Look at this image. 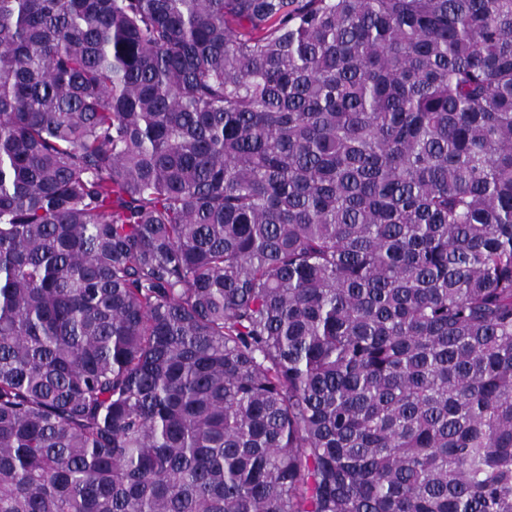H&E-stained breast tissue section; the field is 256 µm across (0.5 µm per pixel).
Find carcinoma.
<instances>
[{"instance_id":"1","label":"carcinoma","mask_w":512,"mask_h":512,"mask_svg":"<svg viewBox=\"0 0 512 512\" xmlns=\"http://www.w3.org/2000/svg\"><path fill=\"white\" fill-rule=\"evenodd\" d=\"M0 512H512V0H0Z\"/></svg>"}]
</instances>
